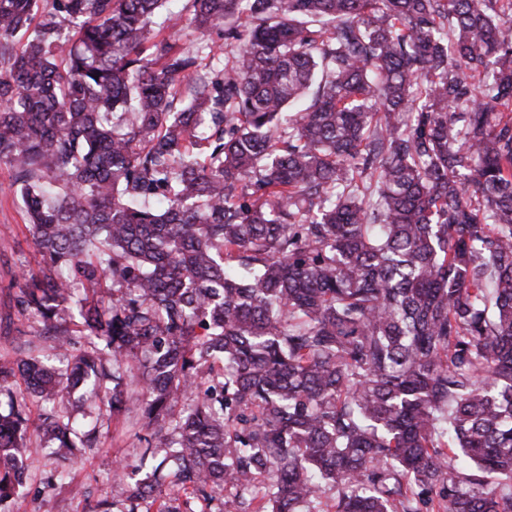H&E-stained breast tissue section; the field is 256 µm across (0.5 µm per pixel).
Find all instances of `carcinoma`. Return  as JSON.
Masks as SVG:
<instances>
[{
  "mask_svg": "<svg viewBox=\"0 0 512 512\" xmlns=\"http://www.w3.org/2000/svg\"><path fill=\"white\" fill-rule=\"evenodd\" d=\"M170 2L0 0L65 351L0 358V504L35 399L62 459L145 429L94 512H512V0Z\"/></svg>",
  "mask_w": 512,
  "mask_h": 512,
  "instance_id": "1",
  "label": "carcinoma"
}]
</instances>
